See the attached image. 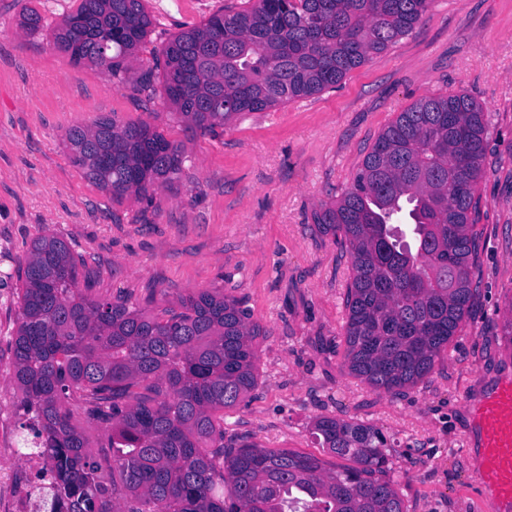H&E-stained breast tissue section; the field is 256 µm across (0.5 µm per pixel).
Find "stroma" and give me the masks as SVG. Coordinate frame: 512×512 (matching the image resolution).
<instances>
[{"instance_id": "stroma-1", "label": "stroma", "mask_w": 512, "mask_h": 512, "mask_svg": "<svg viewBox=\"0 0 512 512\" xmlns=\"http://www.w3.org/2000/svg\"><path fill=\"white\" fill-rule=\"evenodd\" d=\"M248 0H144L153 26L125 82L79 66L53 45L76 0H0V389L15 424L21 393L8 367L15 278L31 243L64 239L86 263L94 296L160 309L220 288L266 331L258 384L224 412V443L337 459L311 435L334 417L391 441L387 477L406 512H489L478 487L473 405L512 379V0H431L415 29L352 69L336 87L239 115L218 134L190 128L174 107L136 90L162 45ZM33 9L40 34L17 23ZM467 94L484 108V164L473 215L477 290L432 373L397 395L345 365L352 270L340 239L313 222L351 185L379 134L424 97ZM116 115L182 144L178 178L153 197L111 200L70 160L66 133Z\"/></svg>"}]
</instances>
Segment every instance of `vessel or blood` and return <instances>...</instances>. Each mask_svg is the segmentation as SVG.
<instances>
[{
  "label": "vessel or blood",
  "mask_w": 512,
  "mask_h": 512,
  "mask_svg": "<svg viewBox=\"0 0 512 512\" xmlns=\"http://www.w3.org/2000/svg\"><path fill=\"white\" fill-rule=\"evenodd\" d=\"M480 435L479 485L491 512H512V380L501 381L474 408Z\"/></svg>",
  "instance_id": "b4317fda"
}]
</instances>
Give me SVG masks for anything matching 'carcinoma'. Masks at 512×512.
Listing matches in <instances>:
<instances>
[{
    "label": "carcinoma",
    "instance_id": "obj_1",
    "mask_svg": "<svg viewBox=\"0 0 512 512\" xmlns=\"http://www.w3.org/2000/svg\"><path fill=\"white\" fill-rule=\"evenodd\" d=\"M216 12L162 47L161 95L215 133L236 116L332 88L409 34L429 0H251ZM142 0H78L54 32L76 65L121 82L148 34ZM20 28L33 35L42 16ZM486 122L466 95L424 98L378 136L352 185L314 222L346 245V366L395 394L428 377L468 314L474 288L471 215ZM73 163L119 201L177 178L180 144L144 121L104 116L67 134ZM85 262L55 235L27 255L9 367L27 427L55 459L68 512H405L386 478L378 429L318 419L321 447L350 464L242 441L224 445V409L257 385L263 327L218 288L158 313L81 288ZM80 411L112 454L87 453Z\"/></svg>",
    "mask_w": 512,
    "mask_h": 512
}]
</instances>
